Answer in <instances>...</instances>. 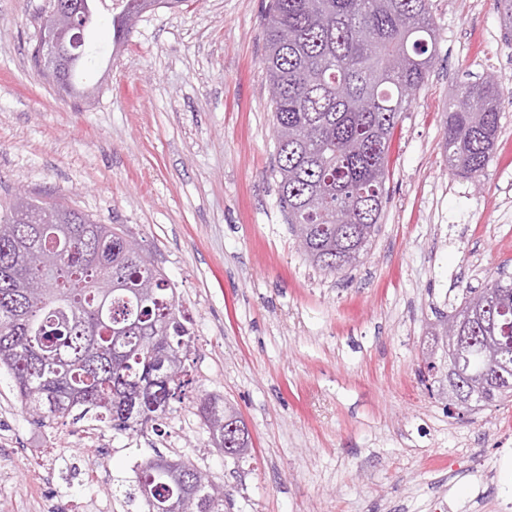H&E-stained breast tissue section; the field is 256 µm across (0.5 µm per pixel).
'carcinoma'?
<instances>
[{
	"label": "carcinoma",
	"mask_w": 512,
	"mask_h": 512,
	"mask_svg": "<svg viewBox=\"0 0 512 512\" xmlns=\"http://www.w3.org/2000/svg\"><path fill=\"white\" fill-rule=\"evenodd\" d=\"M431 0H270L263 63L277 140V195L288 223L307 235L304 255L335 274L357 262L387 200L386 159L401 115L428 79L437 36ZM84 63L56 81L77 97ZM502 87L493 75L448 91L442 141L448 165L467 178L490 162L500 128ZM29 281L43 283L26 294ZM152 283V295L134 292ZM456 318L466 336L448 354V395L458 408L512 400V278L470 289L439 323ZM190 319L175 285L123 224H98L50 200L14 201L0 219V369L38 421L86 416L142 431L172 412L188 384ZM176 363L166 382L160 362ZM212 446L224 448L225 402L197 405ZM251 448L237 434L227 457ZM194 464L162 455L140 465L149 512H224V489L180 481Z\"/></svg>",
	"instance_id": "carcinoma-1"
}]
</instances>
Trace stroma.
Returning <instances> with one entry per match:
<instances>
[{
  "label": "stroma",
  "mask_w": 512,
  "mask_h": 512,
  "mask_svg": "<svg viewBox=\"0 0 512 512\" xmlns=\"http://www.w3.org/2000/svg\"><path fill=\"white\" fill-rule=\"evenodd\" d=\"M269 0L103 24L96 95L58 94L30 55L50 0H0V214L18 192L127 225L191 320V382L160 430L41 424L0 371V512H147L133 462H192L224 512H512V402L448 414L418 368L463 291L512 274V40L495 0H432L431 72L390 141L389 200L356 267L297 247L278 196L263 64ZM494 73V155L476 179L440 148L453 82ZM233 404L246 459L213 448L195 401ZM98 478H88L89 470Z\"/></svg>",
  "instance_id": "stroma-1"
}]
</instances>
